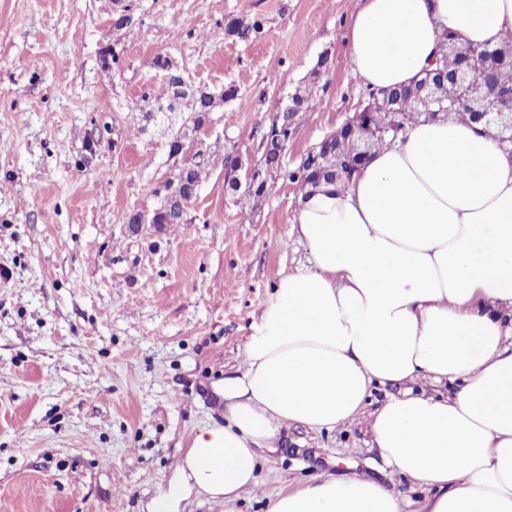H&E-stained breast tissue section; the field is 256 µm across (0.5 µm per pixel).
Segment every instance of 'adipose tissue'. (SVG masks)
Listing matches in <instances>:
<instances>
[{
    "instance_id": "adipose-tissue-1",
    "label": "adipose tissue",
    "mask_w": 512,
    "mask_h": 512,
    "mask_svg": "<svg viewBox=\"0 0 512 512\" xmlns=\"http://www.w3.org/2000/svg\"><path fill=\"white\" fill-rule=\"evenodd\" d=\"M512 45V0H362L348 48L363 87L434 69L444 32ZM307 263L280 277L148 512L259 485L284 431L363 425L410 501L367 476H319L268 512H512V155L462 121L406 126L351 179L300 194ZM391 388L378 406L374 387Z\"/></svg>"
}]
</instances>
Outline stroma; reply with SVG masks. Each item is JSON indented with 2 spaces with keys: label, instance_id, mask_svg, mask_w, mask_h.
Masks as SVG:
<instances>
[{
  "label": "stroma",
  "instance_id": "obj_1",
  "mask_svg": "<svg viewBox=\"0 0 512 512\" xmlns=\"http://www.w3.org/2000/svg\"><path fill=\"white\" fill-rule=\"evenodd\" d=\"M126 2L120 26L114 0H0V512H144L167 487L193 434L223 422L215 384L305 261L299 186L273 176L261 200L226 193V148L259 160L262 127L302 89L293 168L359 109L346 44L358 0ZM253 16L260 33L225 37V20ZM159 52L244 105L210 136L183 223L135 232L123 216L155 205L168 170L165 135L141 127ZM366 440L356 426L290 428L257 490L190 512H266L278 491L355 472L419 498Z\"/></svg>",
  "mask_w": 512,
  "mask_h": 512
}]
</instances>
